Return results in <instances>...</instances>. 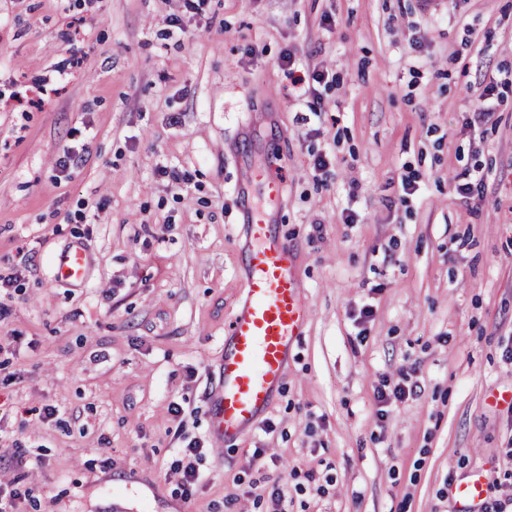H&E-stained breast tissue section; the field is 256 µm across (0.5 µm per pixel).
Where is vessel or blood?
<instances>
[{
    "label": "vessel or blood",
    "mask_w": 512,
    "mask_h": 512,
    "mask_svg": "<svg viewBox=\"0 0 512 512\" xmlns=\"http://www.w3.org/2000/svg\"><path fill=\"white\" fill-rule=\"evenodd\" d=\"M250 184L265 204L247 216L250 245L242 298L226 329L219 383L211 395L212 436L220 448L254 427L284 376L290 345L308 321L295 251L270 229L283 203L284 169L269 163L252 172ZM88 266L87 247L79 240L53 259L55 277L62 282L84 281ZM486 489L477 472L457 483L452 493L459 512H483Z\"/></svg>",
    "instance_id": "b4317fda"
}]
</instances>
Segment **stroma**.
<instances>
[{
    "label": "stroma",
    "instance_id": "1",
    "mask_svg": "<svg viewBox=\"0 0 512 512\" xmlns=\"http://www.w3.org/2000/svg\"><path fill=\"white\" fill-rule=\"evenodd\" d=\"M288 50L333 75L320 113ZM36 86L43 103L17 106ZM488 87L497 122L471 128ZM271 151L310 316L222 452L239 189ZM474 167L465 199L453 179ZM76 238L81 286L51 265ZM0 275L17 512H273L275 487L292 512H457L476 471L488 503L511 499L512 411L488 396L512 388V0H0ZM404 378L415 394L377 419L376 388ZM193 439L186 501L170 463ZM281 64L283 69L287 72L288 79L291 80V84L295 88L304 89V93L301 96H305L307 94L313 95L314 99L318 103L319 97L316 94L317 90L314 84L323 83L326 78V74L322 71L316 70H299L298 67H296L294 55L289 50L283 54Z\"/></svg>",
    "mask_w": 512,
    "mask_h": 512
}]
</instances>
